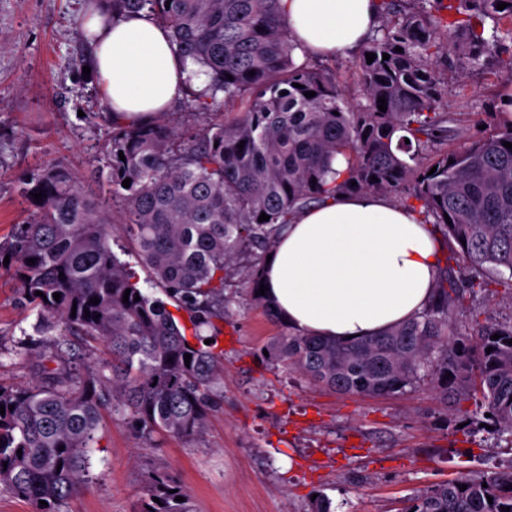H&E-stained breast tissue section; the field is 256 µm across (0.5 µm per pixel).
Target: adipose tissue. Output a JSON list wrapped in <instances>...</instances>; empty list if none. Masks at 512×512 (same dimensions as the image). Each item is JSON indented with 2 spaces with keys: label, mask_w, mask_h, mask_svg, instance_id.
I'll return each mask as SVG.
<instances>
[{
  "label": "adipose tissue",
  "mask_w": 512,
  "mask_h": 512,
  "mask_svg": "<svg viewBox=\"0 0 512 512\" xmlns=\"http://www.w3.org/2000/svg\"><path fill=\"white\" fill-rule=\"evenodd\" d=\"M293 38L313 55L355 49L379 22L376 0H281ZM112 119L156 120L209 79L175 54L167 28L93 14L82 25ZM442 268L433 225L379 193H345L298 213L264 265L265 297L294 331L361 340L417 317Z\"/></svg>",
  "instance_id": "adipose-tissue-1"
}]
</instances>
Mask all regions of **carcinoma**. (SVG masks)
<instances>
[{"mask_svg": "<svg viewBox=\"0 0 512 512\" xmlns=\"http://www.w3.org/2000/svg\"><path fill=\"white\" fill-rule=\"evenodd\" d=\"M111 2L114 16L164 25L176 53L206 68L209 84L187 88L186 109L218 120L184 134L161 119L112 124L94 173L108 187L103 197L61 164L22 182L34 210L0 241V273L21 283L38 329L56 335L27 384L0 386V405L14 406L0 414V492L34 512H58L88 481V449L106 412L127 419L139 440L201 435L222 400L215 339L227 305L224 273L248 249L269 251L296 214L338 192L397 198L444 231L471 275L446 265L428 307L376 337L346 342L286 330L266 347V360L342 393L399 395L429 376L455 400L480 394L489 424L512 433V321L482 324L472 313V335L457 324L466 295L495 285L512 296V149L503 146L512 143V93L488 106L490 122L472 137L459 134L445 104L449 82L469 71L503 73L512 85V0H378L379 26L343 72L296 62L299 45L280 0ZM368 53L376 55L370 64ZM339 156L342 171L333 168ZM39 191L46 197L36 200ZM263 213L269 220L260 222ZM112 224L167 300L150 296L112 252ZM261 269L248 271L254 299L277 320L258 294ZM170 302L189 325L176 321ZM77 339L102 345L104 357L71 366ZM504 506L512 508V468L431 486L405 512ZM137 512L193 510L160 467Z\"/></svg>", "mask_w": 512, "mask_h": 512, "instance_id": "cac0c4a2", "label": "carcinoma"}]
</instances>
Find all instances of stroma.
<instances>
[{
    "mask_svg": "<svg viewBox=\"0 0 512 512\" xmlns=\"http://www.w3.org/2000/svg\"><path fill=\"white\" fill-rule=\"evenodd\" d=\"M85 0H0V237L33 211L23 180L67 165L86 190L100 165L111 117L80 33ZM503 83L472 76L449 92L448 109L471 134ZM20 283L0 274V384H26L42 336ZM224 403L204 434L136 442L123 417L104 414L88 484L59 512H136L144 479L170 468L194 512H310L313 495L332 512H401L408 499L463 474L512 465V435L483 428L474 401L450 403L424 378L401 395L339 394L267 362L284 327L256 302L244 267L227 277Z\"/></svg>",
    "mask_w": 512,
    "mask_h": 512,
    "instance_id": "stroma-1",
    "label": "stroma"
}]
</instances>
